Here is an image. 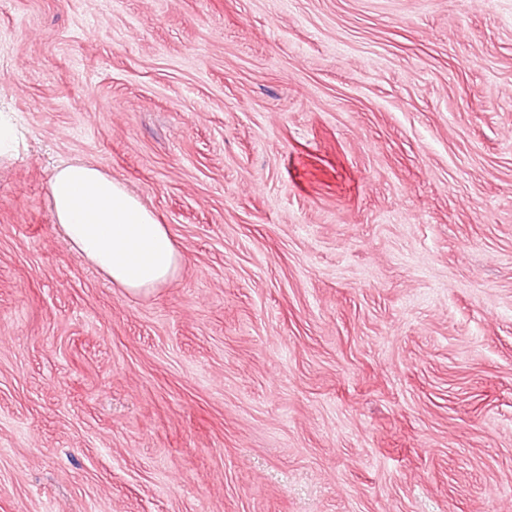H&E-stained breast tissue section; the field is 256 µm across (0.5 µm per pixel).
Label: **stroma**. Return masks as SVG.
<instances>
[{
    "instance_id": "obj_1",
    "label": "stroma",
    "mask_w": 512,
    "mask_h": 512,
    "mask_svg": "<svg viewBox=\"0 0 512 512\" xmlns=\"http://www.w3.org/2000/svg\"><path fill=\"white\" fill-rule=\"evenodd\" d=\"M0 114V512H512V0H0ZM70 248L112 285L137 296L173 280L183 260L166 224L88 162L63 163L50 180Z\"/></svg>"
}]
</instances>
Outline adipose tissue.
I'll use <instances>...</instances> for the list:
<instances>
[{
    "instance_id": "1",
    "label": "adipose tissue",
    "mask_w": 512,
    "mask_h": 512,
    "mask_svg": "<svg viewBox=\"0 0 512 512\" xmlns=\"http://www.w3.org/2000/svg\"><path fill=\"white\" fill-rule=\"evenodd\" d=\"M70 246L112 285L137 296L173 280L183 256L167 225L95 164H61L50 180Z\"/></svg>"
}]
</instances>
